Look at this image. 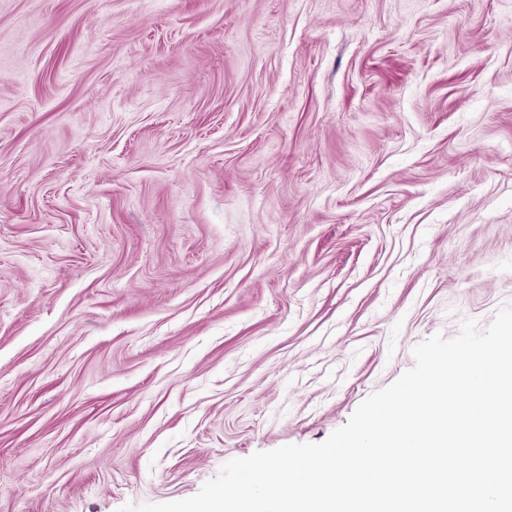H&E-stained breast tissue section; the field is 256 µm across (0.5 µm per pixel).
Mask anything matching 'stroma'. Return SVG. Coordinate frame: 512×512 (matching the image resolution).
<instances>
[{"instance_id": "35a3bbf8", "label": "stroma", "mask_w": 512, "mask_h": 512, "mask_svg": "<svg viewBox=\"0 0 512 512\" xmlns=\"http://www.w3.org/2000/svg\"><path fill=\"white\" fill-rule=\"evenodd\" d=\"M512 306V0H0V512L185 499Z\"/></svg>"}]
</instances>
